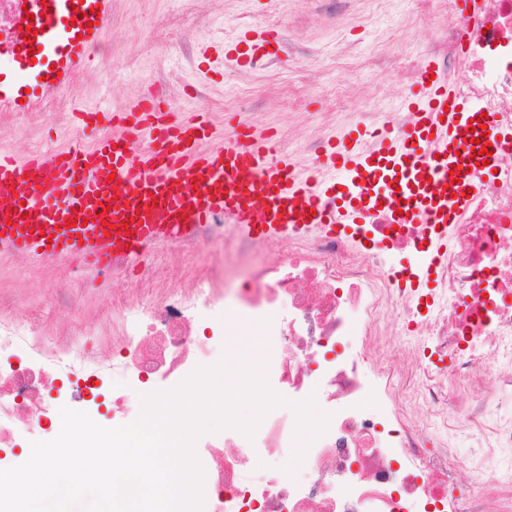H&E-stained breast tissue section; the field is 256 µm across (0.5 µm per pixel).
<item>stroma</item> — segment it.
Listing matches in <instances>:
<instances>
[{
    "label": "stroma",
    "mask_w": 512,
    "mask_h": 512,
    "mask_svg": "<svg viewBox=\"0 0 512 512\" xmlns=\"http://www.w3.org/2000/svg\"><path fill=\"white\" fill-rule=\"evenodd\" d=\"M111 17L93 48L90 67L66 94L67 109L119 110L143 93L160 90L175 118L203 114L217 138L239 122L274 128L281 152L306 166L315 139L341 136L363 123L364 107L399 111L407 82L392 58L412 64L433 48L448 17L429 0L420 21L407 0H112ZM277 33L271 54L255 66L225 59V38L246 31ZM210 46L209 58L200 55ZM101 129L79 132L49 120L36 130L0 124V148L23 156L92 142ZM98 274L43 272L31 262L13 265L10 285L30 308L46 288L92 286Z\"/></svg>",
    "instance_id": "35a3bbf8"
}]
</instances>
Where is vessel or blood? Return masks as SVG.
I'll return each mask as SVG.
<instances>
[{
  "label": "vessel or blood",
  "mask_w": 512,
  "mask_h": 512,
  "mask_svg": "<svg viewBox=\"0 0 512 512\" xmlns=\"http://www.w3.org/2000/svg\"><path fill=\"white\" fill-rule=\"evenodd\" d=\"M69 0H45L33 26L43 51L53 55L49 77L81 67L86 48L108 20L110 0H81L94 9L88 27H67L60 18ZM414 119L405 127L380 125L347 141H329L315 170L277 154L275 133L255 127L216 142L206 121L178 122L161 109L158 93L123 111L104 113L111 136L93 146L74 143L20 160L0 151V251L32 256H84L108 265L208 223L221 212L249 236L287 234L292 224L366 223L372 211L405 207L411 224L432 230L421 263L405 280L427 297L430 277L448 252L447 226L460 216L465 194L482 169L462 151L465 133L495 142L476 129L434 60H427L415 92L402 103ZM139 153L126 151L130 139ZM195 184L187 195L184 185ZM454 191H447V184Z\"/></svg>",
  "instance_id": "b4317fda"
}]
</instances>
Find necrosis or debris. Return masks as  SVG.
<instances>
[{
  "label": "necrosis or debris",
  "instance_id": "1",
  "mask_svg": "<svg viewBox=\"0 0 512 512\" xmlns=\"http://www.w3.org/2000/svg\"><path fill=\"white\" fill-rule=\"evenodd\" d=\"M441 6L446 77L502 138L496 174L478 179L448 228L432 307L391 263L393 252H418L427 227L389 210L346 235L314 227L284 240L200 224L156 248L204 253L190 274L175 261H113L91 346L75 318L82 296L48 288L21 309L1 282L0 468L49 440L60 407L111 427L135 421L141 396L209 366L235 325L266 319L267 379L285 403L253 436L228 428L197 439L203 512H512V411L502 408L512 398V0H480L470 26L456 0ZM35 8L0 0V65L15 61ZM62 97L48 90L25 113L0 99V119L67 122ZM132 277L133 296L123 288ZM435 356L449 358L447 370L431 367ZM309 399L330 420L290 475L293 406ZM463 433L476 445L467 456Z\"/></svg>",
  "mask_w": 512,
  "mask_h": 512
}]
</instances>
